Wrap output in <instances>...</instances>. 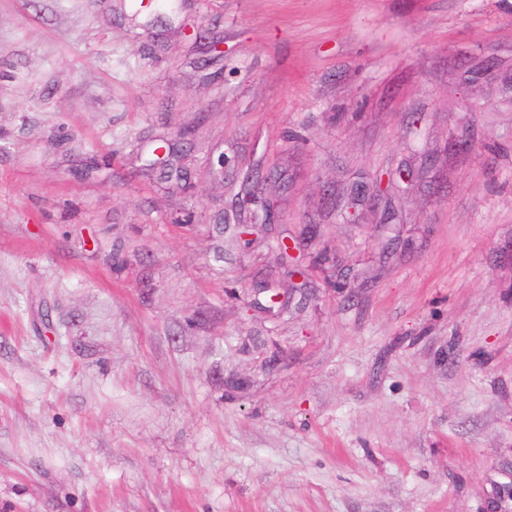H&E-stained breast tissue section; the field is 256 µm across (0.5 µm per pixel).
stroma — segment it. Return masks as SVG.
<instances>
[{"label":"stroma","mask_w":512,"mask_h":512,"mask_svg":"<svg viewBox=\"0 0 512 512\" xmlns=\"http://www.w3.org/2000/svg\"><path fill=\"white\" fill-rule=\"evenodd\" d=\"M177 2L0 0V512H512V0Z\"/></svg>","instance_id":"obj_1"}]
</instances>
